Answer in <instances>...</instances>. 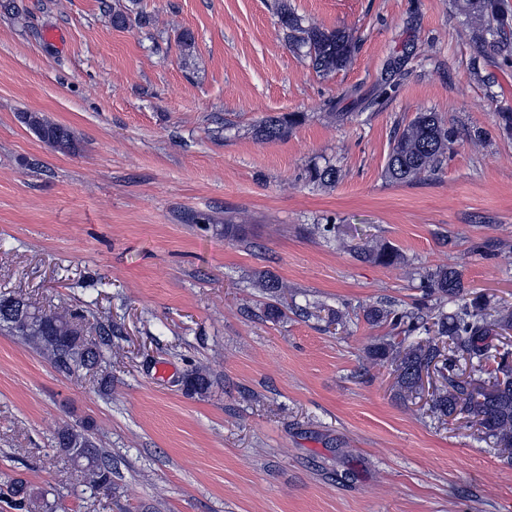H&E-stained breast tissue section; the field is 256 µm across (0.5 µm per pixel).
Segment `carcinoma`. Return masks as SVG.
I'll use <instances>...</instances> for the list:
<instances>
[{"label":"carcinoma","mask_w":512,"mask_h":512,"mask_svg":"<svg viewBox=\"0 0 512 512\" xmlns=\"http://www.w3.org/2000/svg\"><path fill=\"white\" fill-rule=\"evenodd\" d=\"M452 7L471 26L476 39L505 57L512 55V11L504 0H452ZM277 14L288 46L310 59L323 74L345 68L355 52L353 36L343 29H326L305 23L284 0ZM19 121L43 142L61 153L75 149L72 131L52 123L36 112H21ZM294 118L269 117L255 129L257 139L272 140L288 133ZM456 137L435 112H420L393 141L384 169L391 182H411L440 164L449 142ZM364 258L382 265L400 263L393 247L376 245L361 252ZM429 288L457 298L463 292L461 274L441 268L430 275ZM366 318L390 322L404 333L401 339L371 344V356L395 366L396 396L413 401L422 394L421 373L434 370L439 379L430 394L428 410L436 417L458 416L479 427L482 439L501 456L512 459V350L494 340L512 330V306L490 303L480 297L458 305L451 313L443 310L429 328L408 311L372 307ZM424 331L426 337L411 339ZM0 331L33 346L57 371L70 373L101 366L104 348L112 339V326L95 327L97 339L89 338L84 317L48 313L22 296L0 295ZM188 390L205 394L211 380L199 370L185 378ZM55 446L73 463L84 486L92 491L112 488V456L99 448L91 427L65 426L56 432ZM5 498L16 512H43L44 494L15 477L6 484Z\"/></svg>","instance_id":"obj_1"}]
</instances>
